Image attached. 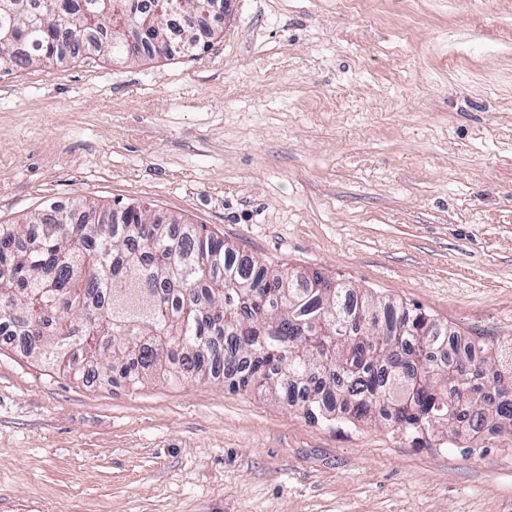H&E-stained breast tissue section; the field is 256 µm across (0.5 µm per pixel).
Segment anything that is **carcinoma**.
Here are the masks:
<instances>
[{
    "mask_svg": "<svg viewBox=\"0 0 512 512\" xmlns=\"http://www.w3.org/2000/svg\"><path fill=\"white\" fill-rule=\"evenodd\" d=\"M138 0H0V44L18 68L153 55L113 32ZM218 0H172L188 17L169 54L201 47L194 20ZM21 336L56 368L75 353L112 383L218 376L267 392L311 424L383 420L420 446L512 435V339L448 350V324L402 303L360 298L344 283L265 266L199 224L139 203L93 202L0 224V336Z\"/></svg>",
    "mask_w": 512,
    "mask_h": 512,
    "instance_id": "obj_1",
    "label": "carcinoma"
}]
</instances>
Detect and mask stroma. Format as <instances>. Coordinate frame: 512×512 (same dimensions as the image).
<instances>
[{"label": "stroma", "instance_id": "stroma-1", "mask_svg": "<svg viewBox=\"0 0 512 512\" xmlns=\"http://www.w3.org/2000/svg\"><path fill=\"white\" fill-rule=\"evenodd\" d=\"M211 25L185 57L0 63V224L138 202L512 338V0H233ZM0 512H512V436L418 448L0 342Z\"/></svg>", "mask_w": 512, "mask_h": 512}]
</instances>
